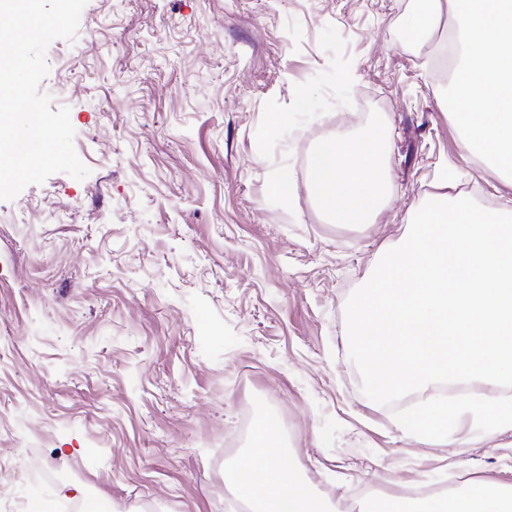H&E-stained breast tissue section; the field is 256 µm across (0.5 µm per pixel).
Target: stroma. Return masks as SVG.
Listing matches in <instances>:
<instances>
[{"label": "stroma", "instance_id": "1", "mask_svg": "<svg viewBox=\"0 0 512 512\" xmlns=\"http://www.w3.org/2000/svg\"><path fill=\"white\" fill-rule=\"evenodd\" d=\"M412 0H88L40 89L89 168L0 201V512L86 484L126 512H231L243 406L275 414L288 466L331 499L419 482L512 486V429L447 439L367 398L345 307L413 211L484 207L512 181L460 149L434 63L454 25L406 45ZM344 63L354 82L331 71ZM381 127L378 212L336 224L303 184L325 139ZM291 174L280 199L270 182Z\"/></svg>", "mask_w": 512, "mask_h": 512}]
</instances>
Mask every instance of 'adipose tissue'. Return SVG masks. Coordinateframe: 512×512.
<instances>
[{
	"mask_svg": "<svg viewBox=\"0 0 512 512\" xmlns=\"http://www.w3.org/2000/svg\"><path fill=\"white\" fill-rule=\"evenodd\" d=\"M447 8L461 40L462 59L442 102L462 132L465 152L478 153L500 176L512 179V0H413L403 25L404 40L420 44ZM386 132L372 128L358 139L332 137L319 144L309 162L307 193L339 224L361 222L376 211L387 169L379 144ZM435 404L410 420L409 432L425 440L446 435L451 422L468 411ZM276 422L267 419L253 450L224 471V486L250 512H341L340 503L321 494L295 470L274 437ZM497 484L470 482L452 498L401 494L385 497L388 512H512V499L494 502Z\"/></svg>",
	"mask_w": 512,
	"mask_h": 512,
	"instance_id": "adipose-tissue-1",
	"label": "adipose tissue"
}]
</instances>
